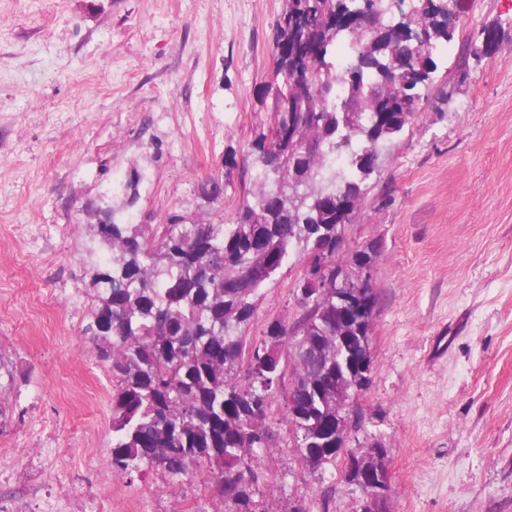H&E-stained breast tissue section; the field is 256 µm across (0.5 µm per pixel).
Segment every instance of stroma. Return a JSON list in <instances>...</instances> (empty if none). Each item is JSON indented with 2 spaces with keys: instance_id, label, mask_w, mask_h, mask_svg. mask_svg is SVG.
<instances>
[{
  "instance_id": "35a3bbf8",
  "label": "stroma",
  "mask_w": 512,
  "mask_h": 512,
  "mask_svg": "<svg viewBox=\"0 0 512 512\" xmlns=\"http://www.w3.org/2000/svg\"><path fill=\"white\" fill-rule=\"evenodd\" d=\"M286 0H0V512H218L204 474L112 471V382L82 328L91 214L223 224L255 192ZM495 28L493 47L483 28ZM420 110L342 225L378 242L372 382L352 447L382 444L390 512H512V0H460ZM224 191L208 193L211 181ZM301 266L260 290L250 335L295 316ZM265 512L335 486L283 411Z\"/></svg>"
}]
</instances>
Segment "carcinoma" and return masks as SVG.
I'll use <instances>...</instances> for the list:
<instances>
[{
    "mask_svg": "<svg viewBox=\"0 0 512 512\" xmlns=\"http://www.w3.org/2000/svg\"><path fill=\"white\" fill-rule=\"evenodd\" d=\"M455 0H416L407 17L378 42L366 13L389 14L386 0L356 12L350 0H288L276 23L269 134L256 145L252 168L259 190L243 199L228 224H117L102 212L97 235L112 251V271L97 277V303L83 333L112 380V472L160 467L174 480L208 467L224 512H263L255 500L264 473L259 454L275 444L266 424L276 398L294 448L318 472L336 466L346 436L321 435L326 422L353 413L354 386L371 377L350 364L343 335L360 336L369 353L378 297L373 280L345 287L370 303L343 324L336 271L376 263L378 249L336 259V226L350 222L381 155L418 112L437 68L433 52L450 40L459 19ZM424 36L420 52L389 87L377 84L388 59L407 45L403 29ZM343 48L360 62L346 104L364 112L358 125L342 112L336 87L349 67L327 56ZM318 58L289 67L288 55ZM356 144L348 167L328 161ZM290 262L320 264L316 295L297 299L293 320L277 318L260 336L248 331L260 288ZM164 316L166 331L156 330Z\"/></svg>",
    "mask_w": 512,
    "mask_h": 512,
    "instance_id": "carcinoma-1",
    "label": "carcinoma"
}]
</instances>
